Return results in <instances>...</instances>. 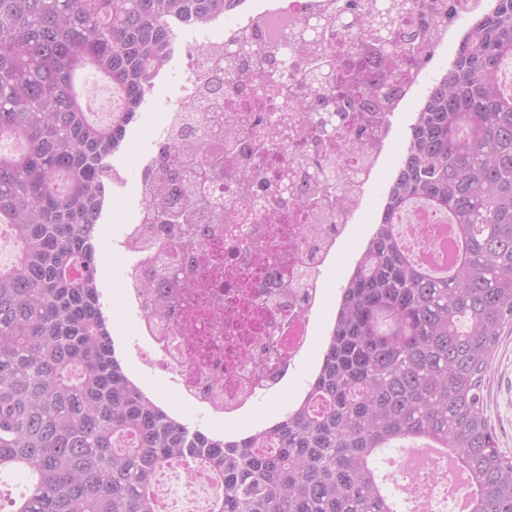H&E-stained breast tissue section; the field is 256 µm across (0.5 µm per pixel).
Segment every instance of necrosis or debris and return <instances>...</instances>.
I'll return each mask as SVG.
<instances>
[{"label":"necrosis or debris","mask_w":512,"mask_h":512,"mask_svg":"<svg viewBox=\"0 0 512 512\" xmlns=\"http://www.w3.org/2000/svg\"><path fill=\"white\" fill-rule=\"evenodd\" d=\"M340 0H267L242 11L236 25L221 29L217 20L196 24L192 42L178 55V93L162 107L163 117L150 135L167 140L213 70L224 64V44L235 37L261 36L275 43L284 30L306 19L334 17ZM417 76L401 79L386 111L358 112L353 125L361 134L349 153L325 149L310 134L305 113L288 115V135L277 139L288 166L335 160L341 179L324 187L316 211L281 212L272 201L242 207L239 217L214 224L196 249L192 283L169 291L171 316L160 323L144 312L140 285L160 268L159 251L142 249L147 216L138 205L118 242L123 259L121 288L138 314L136 354L141 365L161 375L186 404L217 418H231L251 407L260 392L281 386L314 339V316L324 300L323 273L337 262L367 191L380 171L395 113L414 97ZM159 469L153 488L161 512H208L218 488L202 465H194L181 498H174Z\"/></svg>","instance_id":"4bbe7bcc"}]
</instances>
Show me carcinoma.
I'll list each match as a JSON object with an SVG mask.
<instances>
[{
    "label": "carcinoma",
    "instance_id": "obj_1",
    "mask_svg": "<svg viewBox=\"0 0 512 512\" xmlns=\"http://www.w3.org/2000/svg\"><path fill=\"white\" fill-rule=\"evenodd\" d=\"M244 0H0V229L15 244L0 266V473L28 481L10 512H155V472L202 462L221 494L209 512H390L376 455L428 438L452 449L477 488L471 512H512V460L498 448L482 397L484 374L512 327V0L472 19L451 69L433 84L410 128L377 229L341 288L318 374L306 396L272 427L228 440L172 417L123 370L98 289L99 219L120 150L155 79L175 51V30L236 11ZM394 0H358L331 20L373 30L370 54L345 61L336 43L309 56L326 35L307 28L260 40H231L202 95L187 103L178 131L156 145L144 174L151 236L165 262L142 284L164 309L166 280L194 264L207 228L199 208L224 211V183L238 177L224 159L237 137L224 94L242 98L267 137L245 145L277 168L253 182L279 209L313 208L333 180L318 165L288 181L271 152L281 134L269 113L288 109L283 80L296 77L313 137L333 112H378L397 82L420 66L422 32L451 17L395 25ZM334 56L331 71L319 69ZM95 72L119 96L91 119L81 72ZM416 204L442 212L464 257L452 275L422 274L403 247V214ZM187 216L184 224L170 215Z\"/></svg>",
    "mask_w": 512,
    "mask_h": 512
}]
</instances>
